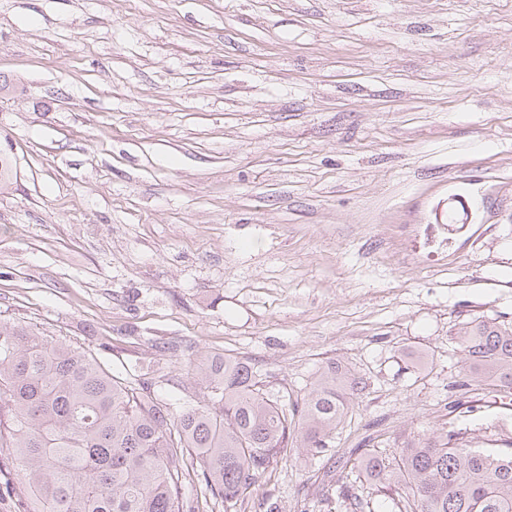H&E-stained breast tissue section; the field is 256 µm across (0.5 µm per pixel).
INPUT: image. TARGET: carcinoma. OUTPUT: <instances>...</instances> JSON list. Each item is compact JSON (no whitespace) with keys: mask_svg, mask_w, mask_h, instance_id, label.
I'll return each instance as SVG.
<instances>
[{"mask_svg":"<svg viewBox=\"0 0 512 512\" xmlns=\"http://www.w3.org/2000/svg\"><path fill=\"white\" fill-rule=\"evenodd\" d=\"M457 336L474 375L512 393V323L477 317ZM189 368L207 393L176 410L83 349L0 320V453L18 462L32 512H194L182 493L194 466L231 508L290 435L311 452L327 447L363 384L330 364L290 406L242 359L202 356ZM458 436L377 450L357 466L379 491L408 489L404 512H512V452Z\"/></svg>","mask_w":512,"mask_h":512,"instance_id":"1","label":"carcinoma"}]
</instances>
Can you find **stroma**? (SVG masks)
Wrapping results in <instances>:
<instances>
[{
  "label": "stroma",
  "instance_id": "stroma-1",
  "mask_svg": "<svg viewBox=\"0 0 512 512\" xmlns=\"http://www.w3.org/2000/svg\"><path fill=\"white\" fill-rule=\"evenodd\" d=\"M0 319L201 397L189 353L302 401L362 375L324 452L234 508L329 512L355 458L512 448L459 323L512 321V0H0ZM459 226L447 235L444 227Z\"/></svg>",
  "mask_w": 512,
  "mask_h": 512
}]
</instances>
